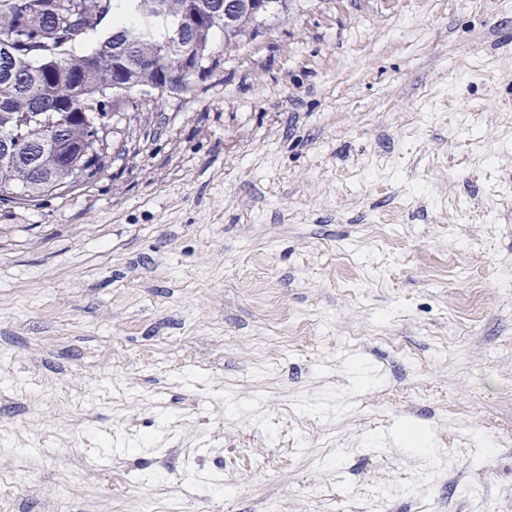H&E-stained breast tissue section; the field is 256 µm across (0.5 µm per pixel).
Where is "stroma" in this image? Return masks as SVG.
<instances>
[{
    "mask_svg": "<svg viewBox=\"0 0 512 512\" xmlns=\"http://www.w3.org/2000/svg\"><path fill=\"white\" fill-rule=\"evenodd\" d=\"M213 41L0 198V512H512V0Z\"/></svg>",
    "mask_w": 512,
    "mask_h": 512,
    "instance_id": "35a3bbf8",
    "label": "stroma"
}]
</instances>
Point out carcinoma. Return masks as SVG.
Instances as JSON below:
<instances>
[{
    "mask_svg": "<svg viewBox=\"0 0 512 512\" xmlns=\"http://www.w3.org/2000/svg\"><path fill=\"white\" fill-rule=\"evenodd\" d=\"M37 2L0 0V40L15 35L20 5L29 4L25 16L28 39L18 42L13 57L6 62L9 75L0 70V140L6 137L15 141L22 152L35 147L45 131L24 125L20 121L22 113L33 105L51 108L62 100L68 104L67 111L50 112L48 116L81 149L71 155L65 168L58 165L54 151L44 152L42 166L55 173L54 182L0 151V194L7 195L17 188L31 202L65 192L77 176L81 185H89L109 167L111 160L92 152L90 126L96 121L92 109L101 93L109 92L104 80L115 64L117 42L124 45L122 59L131 72L126 88L112 94V106L137 111L143 105L141 90L158 84L157 69L167 72L168 91H187L193 82V75L185 70L187 53L200 44L216 51L213 32L217 28L224 31L226 51L252 42L259 26L278 17L287 0H267L262 15L253 12L244 0H223L227 5L223 25L202 29L171 49L167 48L168 39L178 24L193 15L209 14L217 0H86L89 9L84 22L77 23L72 14L63 12L50 29L46 28L45 17L33 7ZM117 16L125 21L104 26V21ZM89 35L97 36L95 47L81 55L74 53L75 43ZM45 50L54 55V66L70 70L67 82L53 84L47 75L41 79L30 75L41 64L40 53Z\"/></svg>",
    "mask_w": 512,
    "mask_h": 512,
    "instance_id": "obj_1",
    "label": "carcinoma"
}]
</instances>
